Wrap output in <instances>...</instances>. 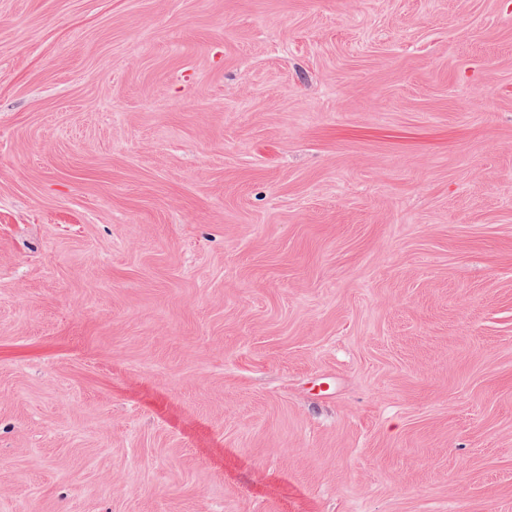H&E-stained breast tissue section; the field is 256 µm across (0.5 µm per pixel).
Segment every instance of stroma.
I'll list each match as a JSON object with an SVG mask.
<instances>
[{
	"mask_svg": "<svg viewBox=\"0 0 512 512\" xmlns=\"http://www.w3.org/2000/svg\"><path fill=\"white\" fill-rule=\"evenodd\" d=\"M0 512H512V0H0Z\"/></svg>",
	"mask_w": 512,
	"mask_h": 512,
	"instance_id": "stroma-1",
	"label": "stroma"
}]
</instances>
